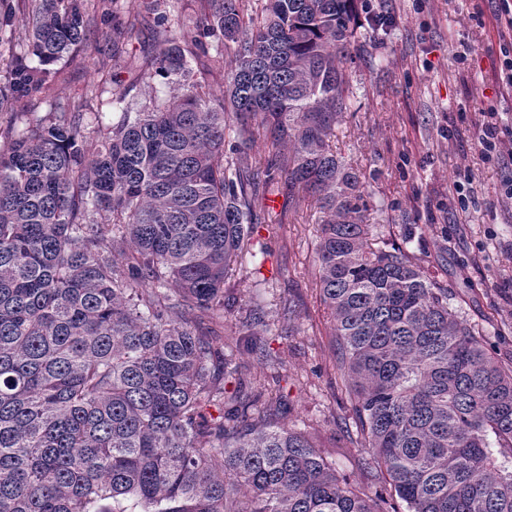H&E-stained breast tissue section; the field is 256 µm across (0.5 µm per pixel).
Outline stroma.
I'll return each instance as SVG.
<instances>
[{
    "label": "stroma",
    "mask_w": 512,
    "mask_h": 512,
    "mask_svg": "<svg viewBox=\"0 0 512 512\" xmlns=\"http://www.w3.org/2000/svg\"><path fill=\"white\" fill-rule=\"evenodd\" d=\"M134 31L118 68L94 71L79 62L54 64L47 89L0 105V126L25 112L45 115L52 105L77 99L92 86L112 96L120 76L129 102L182 94L170 79L150 77L161 39L146 0H122ZM387 22L373 29L361 19L346 74L353 106L337 127L332 148L358 169L368 203L366 220L376 240L411 242L432 264L451 305L503 361L512 360V200L502 197L512 159L487 163L476 146L480 112L495 111L512 128V89L501 80L505 43L490 0H368ZM474 175L476 203L462 209L453 190L457 170ZM264 216L254 228L264 256L245 258L241 273L265 279L262 342L278 367L240 358L238 382L287 395L286 426L312 430L332 455L338 473L365 483L361 453L345 433L352 426L348 396L336 374L324 306L315 286V204L285 187L260 200Z\"/></svg>",
    "instance_id": "obj_1"
}]
</instances>
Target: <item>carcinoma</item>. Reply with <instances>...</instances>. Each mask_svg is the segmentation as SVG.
<instances>
[{"label":"carcinoma","mask_w":512,"mask_h":512,"mask_svg":"<svg viewBox=\"0 0 512 512\" xmlns=\"http://www.w3.org/2000/svg\"><path fill=\"white\" fill-rule=\"evenodd\" d=\"M118 0H99L122 36ZM362 0H200L154 72L185 92L139 108L112 91L0 130V512H385L336 474L277 399L226 388L234 352L267 365L259 280L234 279L257 203L280 182L318 210L317 287L347 377L362 468L391 512H512V363L491 353L422 259L373 243L361 173L336 157ZM160 25L171 0H150ZM22 26L0 98L88 53L89 0L3 4ZM234 68L224 93L192 78ZM264 174L247 153L260 131ZM251 306L219 347L205 321Z\"/></svg>","instance_id":"obj_1"}]
</instances>
